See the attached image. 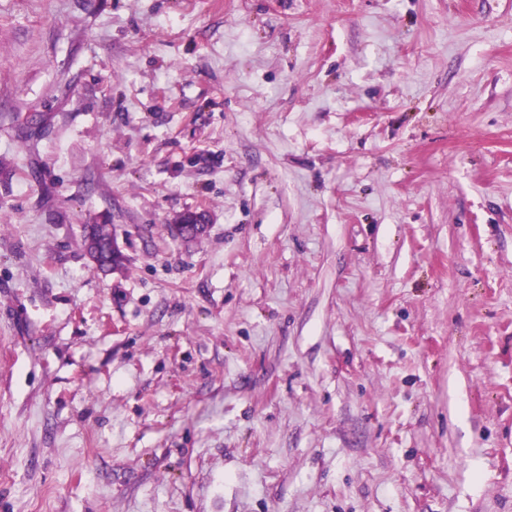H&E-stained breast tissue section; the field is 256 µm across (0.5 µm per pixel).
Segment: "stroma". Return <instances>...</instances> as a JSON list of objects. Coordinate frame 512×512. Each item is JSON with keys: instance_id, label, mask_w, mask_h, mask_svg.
Wrapping results in <instances>:
<instances>
[{"instance_id": "1", "label": "stroma", "mask_w": 512, "mask_h": 512, "mask_svg": "<svg viewBox=\"0 0 512 512\" xmlns=\"http://www.w3.org/2000/svg\"><path fill=\"white\" fill-rule=\"evenodd\" d=\"M0 512H512V0H0ZM113 231L108 224H87L84 227L83 244L90 238L95 244V254L91 259L102 270L122 272L125 270L127 259L114 248ZM112 268V269H111Z\"/></svg>"}]
</instances>
